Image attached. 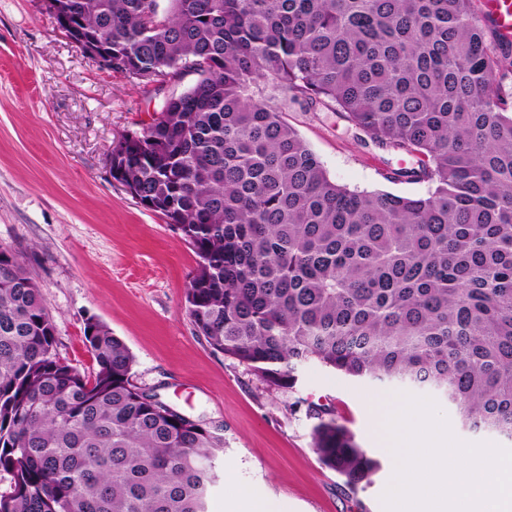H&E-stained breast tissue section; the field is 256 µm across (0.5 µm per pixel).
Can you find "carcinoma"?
I'll return each mask as SVG.
<instances>
[{
	"label": "carcinoma",
	"mask_w": 512,
	"mask_h": 512,
	"mask_svg": "<svg viewBox=\"0 0 512 512\" xmlns=\"http://www.w3.org/2000/svg\"><path fill=\"white\" fill-rule=\"evenodd\" d=\"M112 72L163 87L113 142L121 183L198 257L185 306L211 349L270 390L310 362L443 392L460 423L512 439V41L473 0H59ZM338 112L407 157L425 196L358 193L263 96ZM98 370L60 361L39 286L0 248V512H208L224 426L132 383L103 321ZM318 460L356 491L380 468L307 403Z\"/></svg>",
	"instance_id": "1"
}]
</instances>
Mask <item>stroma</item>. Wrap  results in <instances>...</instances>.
<instances>
[{"label":"stroma","mask_w":512,"mask_h":512,"mask_svg":"<svg viewBox=\"0 0 512 512\" xmlns=\"http://www.w3.org/2000/svg\"><path fill=\"white\" fill-rule=\"evenodd\" d=\"M163 97L99 68L59 28L43 0H0V247L20 254L53 320L56 353L91 376L83 328L95 316L134 356L132 381L181 413L224 425L223 478L208 512H236L242 496L278 512H383L395 464L375 404L395 384H364L315 363L296 393L269 391L237 361L196 335L185 292L196 255L180 232L144 208L108 169L113 140L141 130ZM283 112L333 181L353 191L427 194L391 183L397 156L359 142L325 107L275 93ZM332 406L381 470L350 491L311 445L314 425L296 398Z\"/></svg>","instance_id":"35a3bbf8"}]
</instances>
